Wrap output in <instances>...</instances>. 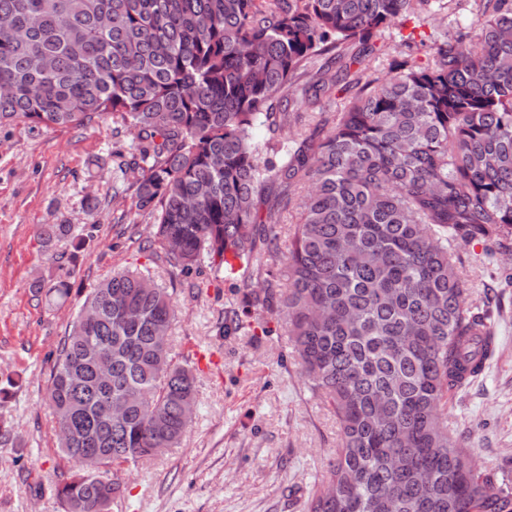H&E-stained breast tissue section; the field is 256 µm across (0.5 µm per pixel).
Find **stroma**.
Returning a JSON list of instances; mask_svg holds the SVG:
<instances>
[{
  "mask_svg": "<svg viewBox=\"0 0 512 512\" xmlns=\"http://www.w3.org/2000/svg\"><path fill=\"white\" fill-rule=\"evenodd\" d=\"M436 20H410L422 44L419 63L449 20H468L476 0H446ZM95 209H88V201ZM135 216L132 198L112 194V119L80 128L0 126V421L11 431L0 445V512H62L53 496L69 469L44 397L54 352L83 300L47 301L28 285L43 269L44 224H97L79 277L92 286L112 270L147 266L174 292L178 316L172 355L194 360L197 405L179 447L124 465L125 490L112 512H306L309 492L336 457V418L301 374L284 329L253 315L251 328L219 337L216 324L255 285L246 270L192 282L168 274L156 255L127 244L118 225ZM463 272L477 296H490L495 352L484 372L448 397L443 418L486 471H512V288L483 261V246L459 245Z\"/></svg>",
  "mask_w": 512,
  "mask_h": 512,
  "instance_id": "35a3bbf8",
  "label": "stroma"
}]
</instances>
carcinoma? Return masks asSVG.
Wrapping results in <instances>:
<instances>
[{"instance_id": "carcinoma-1", "label": "carcinoma", "mask_w": 512, "mask_h": 512, "mask_svg": "<svg viewBox=\"0 0 512 512\" xmlns=\"http://www.w3.org/2000/svg\"><path fill=\"white\" fill-rule=\"evenodd\" d=\"M444 0H0V125L82 126L112 114L113 195L133 192L171 272L218 277L240 259L257 286L224 311L287 330L301 371L336 415V459L307 512H512V475L477 469L441 411L494 354L490 306L463 275L459 244L512 252V0H479L421 65L412 38L377 37ZM387 56L382 74L363 69ZM334 74H329L330 66ZM300 94L306 110L270 102ZM345 94L328 118L323 103ZM265 126L266 139L253 130ZM296 129L290 136L288 129ZM297 211L286 248L276 228ZM94 226L44 224L34 278L65 301ZM286 282H281V271ZM173 293L124 269L88 289L46 388L73 468L64 512H110L121 466L177 446L195 368L160 336ZM108 363L110 376L100 375ZM124 412L112 415V403Z\"/></svg>"}]
</instances>
